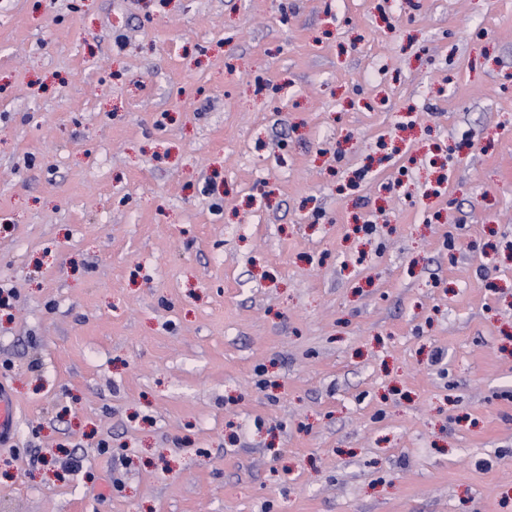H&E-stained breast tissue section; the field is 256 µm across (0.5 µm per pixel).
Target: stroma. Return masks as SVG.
<instances>
[{"label":"stroma","mask_w":512,"mask_h":512,"mask_svg":"<svg viewBox=\"0 0 512 512\" xmlns=\"http://www.w3.org/2000/svg\"><path fill=\"white\" fill-rule=\"evenodd\" d=\"M1 289L0 512H512V0H0ZM19 427L18 408L7 392L4 382L0 383V443L5 435L15 433Z\"/></svg>","instance_id":"1"}]
</instances>
